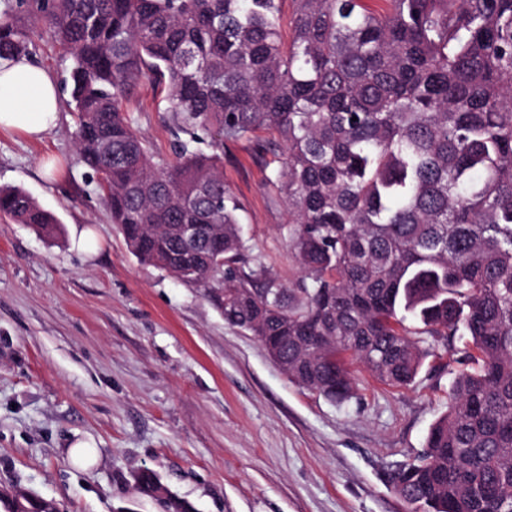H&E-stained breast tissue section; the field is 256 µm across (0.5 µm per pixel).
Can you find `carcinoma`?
<instances>
[{
  "instance_id": "obj_1",
  "label": "carcinoma",
  "mask_w": 512,
  "mask_h": 512,
  "mask_svg": "<svg viewBox=\"0 0 512 512\" xmlns=\"http://www.w3.org/2000/svg\"><path fill=\"white\" fill-rule=\"evenodd\" d=\"M5 2L0 58L29 54L22 14L69 54L78 153L130 252L201 288L292 381L341 405L343 356L405 387L424 337L467 338L448 410L391 483L411 512H512V0H293L287 47L279 0ZM144 81L187 136L173 163L123 110ZM260 130L283 145L269 182L303 272L288 290L246 255L224 185V142ZM0 213L57 235L19 187H0ZM183 224L201 225L197 244ZM133 480L164 512H195L153 470Z\"/></svg>"
}]
</instances>
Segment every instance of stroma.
I'll return each mask as SVG.
<instances>
[{"label":"stroma","mask_w":512,"mask_h":512,"mask_svg":"<svg viewBox=\"0 0 512 512\" xmlns=\"http://www.w3.org/2000/svg\"><path fill=\"white\" fill-rule=\"evenodd\" d=\"M29 50L59 86L60 119L40 140L0 131V187L27 191L60 231L46 239L0 218V483L60 512H161L132 488L150 468L196 512H409L388 474L446 411L463 339L435 345L407 387L355 361L344 404L299 387L200 288L130 253L77 151L70 62L43 31ZM165 95L142 84L126 111L169 160ZM280 158L263 133L225 143L224 180L249 254L293 288L288 210L267 182ZM79 439L95 447L85 465L69 454Z\"/></svg>","instance_id":"obj_1"}]
</instances>
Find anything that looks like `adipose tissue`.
Instances as JSON below:
<instances>
[{
	"label": "adipose tissue",
	"mask_w": 512,
	"mask_h": 512,
	"mask_svg": "<svg viewBox=\"0 0 512 512\" xmlns=\"http://www.w3.org/2000/svg\"><path fill=\"white\" fill-rule=\"evenodd\" d=\"M59 101L46 70L23 57L0 60V130L42 139L57 123Z\"/></svg>",
	"instance_id": "adipose-tissue-1"
}]
</instances>
